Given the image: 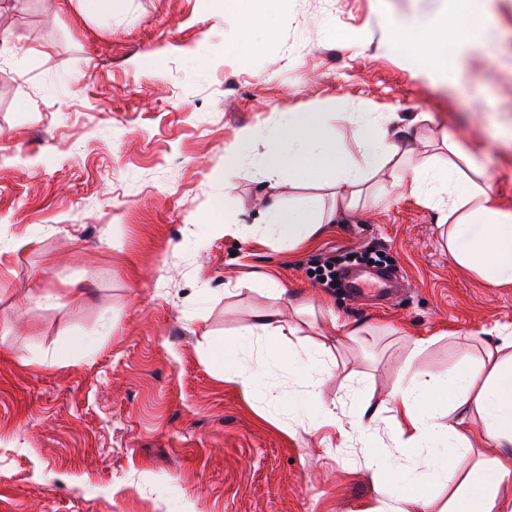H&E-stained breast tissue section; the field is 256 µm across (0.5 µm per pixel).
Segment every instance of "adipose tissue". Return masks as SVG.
Listing matches in <instances>:
<instances>
[{"instance_id":"adipose-tissue-1","label":"adipose tissue","mask_w":512,"mask_h":512,"mask_svg":"<svg viewBox=\"0 0 512 512\" xmlns=\"http://www.w3.org/2000/svg\"><path fill=\"white\" fill-rule=\"evenodd\" d=\"M395 40L416 54L425 70H440L448 59L447 27L416 23L396 29ZM349 120L361 148L357 161L330 139L321 115L289 114L259 165L287 176L292 184L323 177L325 195L304 207H287L280 198L264 196L256 212L225 225V235H247L258 249L281 242L312 246L327 225L354 209L369 192L371 179L390 165L397 173L394 191L435 210L452 262L488 285L512 287V211L502 207L498 195L477 183H463L453 164L404 169L410 153L404 142L413 122L402 123L391 140L380 131L382 113L353 112ZM298 333V325L285 320L279 310L258 313L242 337L216 352L224 360L225 381L248 396L255 391L257 370L272 365L293 370L294 361L285 357L283 347ZM491 334L494 341L477 368L441 375L417 373L389 392L391 446H377L373 424L380 410L371 402L363 403L362 419L354 429L365 446L369 468L378 477L400 470L404 478L392 502L364 501L353 512H431L430 500L419 491L430 480L455 486L447 512H512V328L496 326ZM257 341L262 355L252 371L243 366L242 355ZM442 407L448 410L444 424L436 419ZM477 441L494 453L479 460L467 476H459L453 465L436 457L438 448L467 452Z\"/></svg>"}]
</instances>
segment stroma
I'll return each instance as SVG.
<instances>
[{"instance_id":"obj_1","label":"stroma","mask_w":512,"mask_h":512,"mask_svg":"<svg viewBox=\"0 0 512 512\" xmlns=\"http://www.w3.org/2000/svg\"><path fill=\"white\" fill-rule=\"evenodd\" d=\"M456 0H112L86 18L46 0H0V512H351L387 499L357 437L309 431L320 405L350 427L363 396L383 401L415 372L482 356L485 329L512 325V288L448 258L432 208L390 192L362 200L310 248L254 250L225 235L260 192L288 189L255 164L287 112L327 113L358 156L349 112L416 126L410 162L446 164L444 137L474 155L476 183L512 209V0H491L473 50L438 72L402 51L397 23L447 22ZM245 45L246 54L234 48ZM244 127L232 184L225 149ZM385 253L390 295H353L311 275L326 258ZM251 271L277 278L274 297ZM313 305L301 337L331 315L366 341L336 346L321 400L282 370L247 397L211 350L257 312ZM434 337L419 355L414 339Z\"/></svg>"}]
</instances>
